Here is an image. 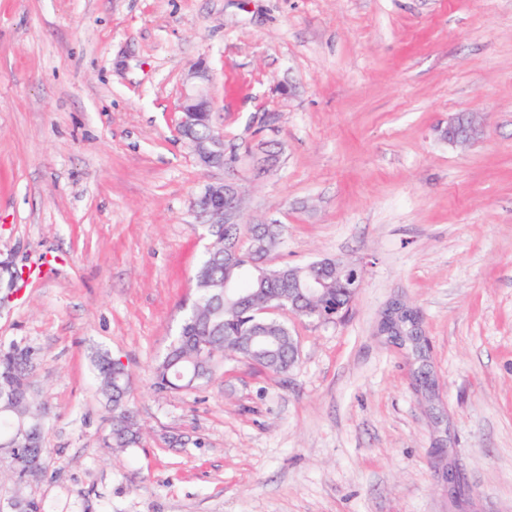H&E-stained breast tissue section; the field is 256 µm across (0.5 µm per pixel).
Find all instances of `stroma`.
<instances>
[{
  "mask_svg": "<svg viewBox=\"0 0 512 512\" xmlns=\"http://www.w3.org/2000/svg\"><path fill=\"white\" fill-rule=\"evenodd\" d=\"M200 62L240 223L283 226L268 264L337 258L362 286L340 320L285 316L287 371L160 389L194 202L224 179L177 131ZM461 113L464 146L441 136ZM0 259L24 274L0 340L38 353L51 412L48 512H455L451 469L465 512H512V0H0ZM398 302L420 350L380 330ZM99 351L132 372L123 451ZM458 116L448 119V126L442 135L449 143L465 145L474 139L478 128L473 116L467 115V119Z\"/></svg>",
  "mask_w": 512,
  "mask_h": 512,
  "instance_id": "stroma-1",
  "label": "stroma"
}]
</instances>
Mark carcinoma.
<instances>
[{"instance_id":"obj_1","label":"carcinoma","mask_w":512,"mask_h":512,"mask_svg":"<svg viewBox=\"0 0 512 512\" xmlns=\"http://www.w3.org/2000/svg\"><path fill=\"white\" fill-rule=\"evenodd\" d=\"M262 254L279 243L281 225L258 224ZM243 235L240 224H230L213 233L215 248L204 254L194 277L193 294L177 335L165 356L154 368L155 384L160 389L194 387L210 379L218 358L225 354L246 357L273 373L291 367L292 336L285 323L257 326L249 318L247 307L255 302H288V280L303 283L308 265L265 268L254 272L239 292V272L231 252L239 247ZM352 291L326 281L318 305L324 309L336 301H349ZM418 315L396 311L385 326L392 338L419 347L420 337L409 331ZM36 358L29 346L17 341L0 342V457L7 460L8 474H0V500L16 505L14 512H46L43 501L31 496L26 474L45 476L43 434L50 411L32 389ZM95 377L101 394L112 413V447L130 448L139 439V424L131 407L130 373L124 366L112 364V356L98 352L93 358Z\"/></svg>"}]
</instances>
